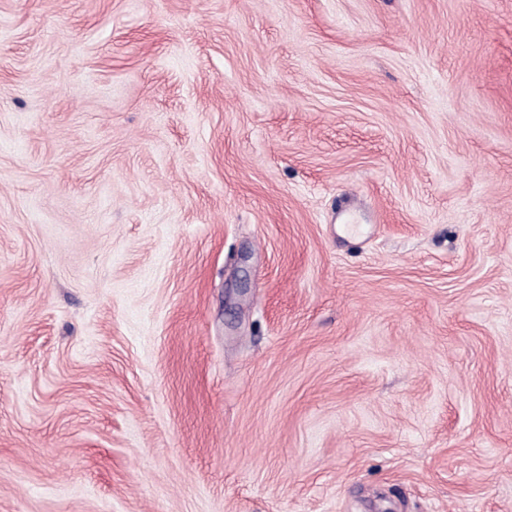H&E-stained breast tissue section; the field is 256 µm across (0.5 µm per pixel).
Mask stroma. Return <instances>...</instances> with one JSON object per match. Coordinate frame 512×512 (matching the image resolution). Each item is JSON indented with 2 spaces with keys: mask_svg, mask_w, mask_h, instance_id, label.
Masks as SVG:
<instances>
[{
  "mask_svg": "<svg viewBox=\"0 0 512 512\" xmlns=\"http://www.w3.org/2000/svg\"><path fill=\"white\" fill-rule=\"evenodd\" d=\"M0 512H512V0H0Z\"/></svg>",
  "mask_w": 512,
  "mask_h": 512,
  "instance_id": "35a3bbf8",
  "label": "stroma"
}]
</instances>
